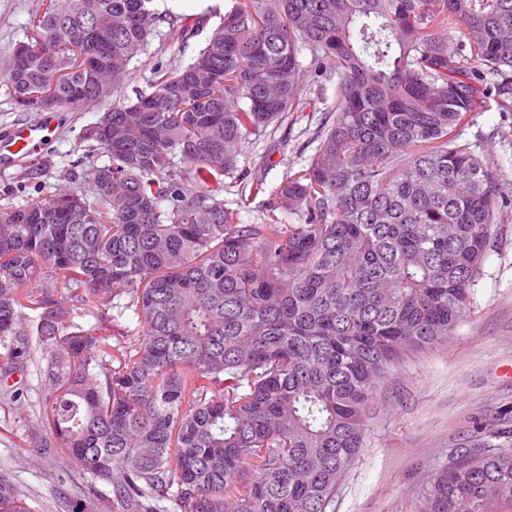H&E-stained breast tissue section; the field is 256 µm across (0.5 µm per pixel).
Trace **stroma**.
Returning a JSON list of instances; mask_svg holds the SVG:
<instances>
[{"mask_svg": "<svg viewBox=\"0 0 512 512\" xmlns=\"http://www.w3.org/2000/svg\"><path fill=\"white\" fill-rule=\"evenodd\" d=\"M36 0H0V59L24 39L27 12ZM228 0H154L157 11L194 14L198 29L186 39L159 31L146 55L134 59L114 99L148 94L160 69L186 64L219 24ZM108 109L107 103L78 112H22L12 104L0 81V139L20 126L50 124L54 133L33 156L0 160V205L11 176L22 166L41 170L27 192L37 200L58 193L67 174L87 179L102 164L87 154L83 136ZM287 138V153L267 152L263 142L250 145L241 157L235 181L261 183L239 203L242 223L258 222L290 169L304 165L316 144L306 119L288 120L278 130ZM455 134L459 143L494 159L497 174L512 184V96L504 103L488 101L469 114ZM512 202L501 203L482 278L472 290L471 305L447 341L410 355L390 367L379 384L366 417V444L348 467L337 491L334 512H417L416 490L439 469L465 451L512 450ZM14 470L31 495L33 512H62L60 493L70 494L93 512L82 491L91 475L71 469L66 459L44 467L25 441L16 407L0 403V467Z\"/></svg>", "mask_w": 512, "mask_h": 512, "instance_id": "1", "label": "stroma"}]
</instances>
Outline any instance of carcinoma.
<instances>
[{"mask_svg": "<svg viewBox=\"0 0 512 512\" xmlns=\"http://www.w3.org/2000/svg\"><path fill=\"white\" fill-rule=\"evenodd\" d=\"M152 2L37 0L25 54L0 61L10 100L109 97L101 68L128 73L164 24L193 30ZM231 2L188 64L104 113L112 137L84 135L107 157L89 184L0 207V371L35 368L46 422L23 418L27 442L107 485L98 512H330L381 378L469 308L505 196L452 133L512 93V0ZM306 52L336 102L243 224L225 179L252 134L285 152L276 127L316 93ZM418 498L512 512V452L469 451ZM28 500L0 468V512Z\"/></svg>", "mask_w": 512, "mask_h": 512, "instance_id": "obj_1", "label": "carcinoma"}]
</instances>
